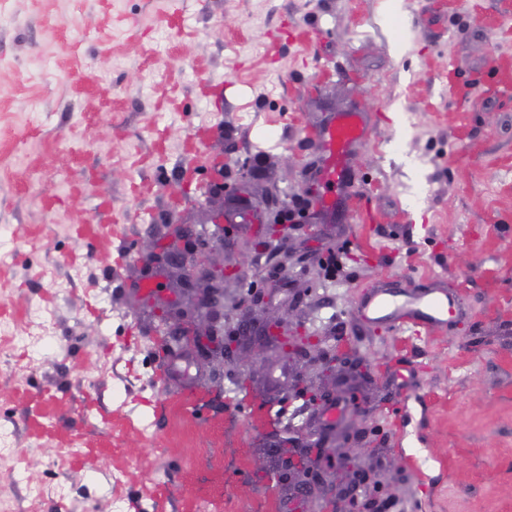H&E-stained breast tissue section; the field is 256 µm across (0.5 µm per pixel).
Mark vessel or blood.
<instances>
[{"label": "vessel or blood", "instance_id": "vessel-or-blood-1", "mask_svg": "<svg viewBox=\"0 0 512 512\" xmlns=\"http://www.w3.org/2000/svg\"><path fill=\"white\" fill-rule=\"evenodd\" d=\"M365 134L360 113L331 115L320 132L324 162L316 173L317 179L328 185L343 183L349 176L352 149ZM450 305L444 289L395 293L381 286L361 298L356 310L367 322L388 324L417 337L444 321Z\"/></svg>", "mask_w": 512, "mask_h": 512}]
</instances>
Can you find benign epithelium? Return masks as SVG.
I'll return each instance as SVG.
<instances>
[{
  "label": "benign epithelium",
  "mask_w": 512,
  "mask_h": 512,
  "mask_svg": "<svg viewBox=\"0 0 512 512\" xmlns=\"http://www.w3.org/2000/svg\"><path fill=\"white\" fill-rule=\"evenodd\" d=\"M210 176L212 195L224 196V161H212ZM255 181V166L236 162L237 192H251ZM265 181V209L257 232L235 233L233 225L224 224V206L211 205L209 223L221 226L220 234L211 236L206 227L183 224L171 214L164 224L168 243L143 256L146 271H166L169 280L165 289L176 288L179 292L174 301H165L160 292H155L162 310L161 325L176 341V345L167 346L166 353L186 351L206 365L218 353L225 365L238 369L243 381L248 377L239 367L248 356H291L302 372L288 388V396L302 397L311 406L323 404L340 392L352 397L358 390L347 381L376 382L371 367L357 350V333L339 336L327 346L321 337L308 336L301 328L288 334L291 322L287 319L264 318L271 302L269 289H288L297 267L309 275L336 258V243L332 241L320 239L318 246L309 251L294 245L299 233L315 239L307 216L316 197L308 194L290 205L281 199L274 176L267 175ZM226 249L266 255L268 287L252 289L236 301H227L226 285L238 279V269L224 262ZM364 439L365 432L357 433L354 453L343 455L329 448L325 438L314 439L295 430L270 448L272 461L265 477L272 483L288 485L293 492L289 502L295 504V512L300 505L309 512H387L388 500L369 495L382 484L385 472L364 459ZM340 469L350 472L343 485L333 479V473Z\"/></svg>",
  "instance_id": "7a95c632"
}]
</instances>
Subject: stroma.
Here are the masks:
<instances>
[{
    "mask_svg": "<svg viewBox=\"0 0 512 512\" xmlns=\"http://www.w3.org/2000/svg\"><path fill=\"white\" fill-rule=\"evenodd\" d=\"M0 0V489L10 512H280L263 474L284 428H365L389 512H512V0ZM368 135L317 211L338 255L305 304L268 318L308 334L363 332L386 373L364 413L283 392L288 358L210 376L156 354L161 312L136 300L141 256L170 210L200 220L226 143L277 164L289 197L329 193L314 173L328 114ZM447 282L457 305L417 339L356 314L389 282ZM271 408L255 427L240 386ZM54 398H47L45 390ZM92 396L111 424L84 417ZM40 408L53 439L34 437ZM96 455L73 462L78 449Z\"/></svg>",
    "mask_w": 512,
    "mask_h": 512,
    "instance_id": "stroma-1",
    "label": "stroma"
}]
</instances>
